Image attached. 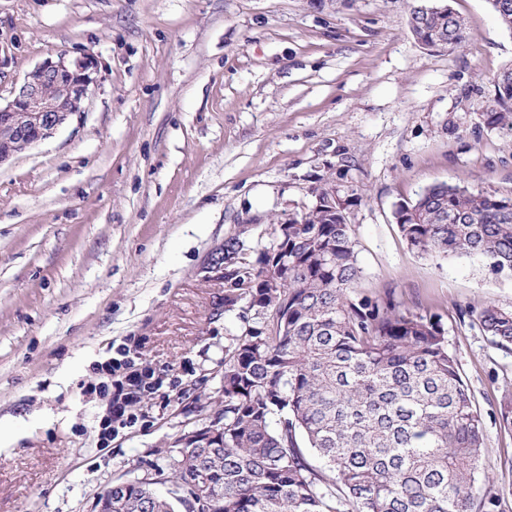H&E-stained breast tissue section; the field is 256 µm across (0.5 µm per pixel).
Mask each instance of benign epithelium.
Returning a JSON list of instances; mask_svg holds the SVG:
<instances>
[{
	"instance_id": "1",
	"label": "benign epithelium",
	"mask_w": 512,
	"mask_h": 512,
	"mask_svg": "<svg viewBox=\"0 0 512 512\" xmlns=\"http://www.w3.org/2000/svg\"><path fill=\"white\" fill-rule=\"evenodd\" d=\"M98 62L91 54L47 59L28 72L0 105V166L51 137L74 115L91 85Z\"/></svg>"
}]
</instances>
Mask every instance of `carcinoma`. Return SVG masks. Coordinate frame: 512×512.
<instances>
[{"instance_id":"cac0c4a2","label":"carcinoma","mask_w":512,"mask_h":512,"mask_svg":"<svg viewBox=\"0 0 512 512\" xmlns=\"http://www.w3.org/2000/svg\"><path fill=\"white\" fill-rule=\"evenodd\" d=\"M413 30L429 48L466 39L453 10ZM486 121L512 126V68L494 80ZM355 200L327 179L288 217L287 243L277 224L255 254L237 236L224 241V311L254 319L225 347L224 398L173 441L167 495L147 478L120 481L112 512H472L481 414L441 315L358 293ZM395 218L422 254L477 255L512 273V198L439 183ZM466 314L512 347V308Z\"/></svg>"}]
</instances>
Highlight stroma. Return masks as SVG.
Returning a JSON list of instances; mask_svg holds the SVG:
<instances>
[{"instance_id":"stroma-1","label":"stroma","mask_w":512,"mask_h":512,"mask_svg":"<svg viewBox=\"0 0 512 512\" xmlns=\"http://www.w3.org/2000/svg\"><path fill=\"white\" fill-rule=\"evenodd\" d=\"M415 2L0 0V99L47 58L98 61L81 113L0 166V512H97L137 477L169 489L162 450L221 401L244 327L225 239L268 245L328 177L359 198V290L441 315L484 424L476 492L505 489L512 512V350L459 315L512 307V274L417 253L395 220L438 183L512 198V128L484 116L512 31L489 0H450L467 40L429 50ZM125 342L167 384L104 445L107 401L82 389Z\"/></svg>"}]
</instances>
